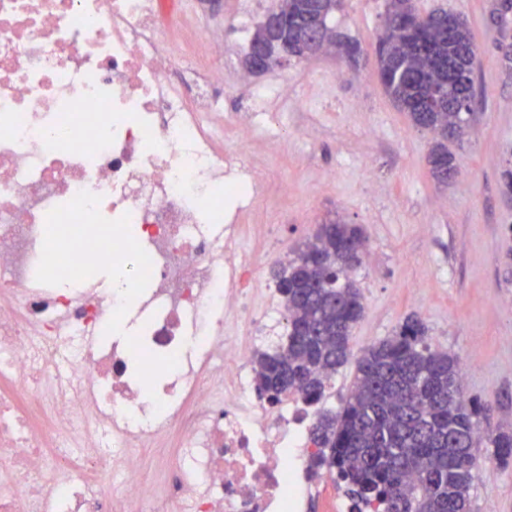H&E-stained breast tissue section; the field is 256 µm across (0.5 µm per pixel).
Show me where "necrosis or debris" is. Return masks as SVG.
Instances as JSON below:
<instances>
[{
  "label": "necrosis or debris",
  "instance_id": "obj_1",
  "mask_svg": "<svg viewBox=\"0 0 512 512\" xmlns=\"http://www.w3.org/2000/svg\"><path fill=\"white\" fill-rule=\"evenodd\" d=\"M197 0H0V512H308L317 407L268 405L245 155L318 83L225 81ZM244 94L239 111L224 98ZM136 259L122 291L83 268ZM137 318L138 337L103 328ZM176 442L161 484L144 453Z\"/></svg>",
  "mask_w": 512,
  "mask_h": 512
}]
</instances>
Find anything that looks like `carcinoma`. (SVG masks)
<instances>
[{"label":"carcinoma","instance_id":"obj_1","mask_svg":"<svg viewBox=\"0 0 512 512\" xmlns=\"http://www.w3.org/2000/svg\"><path fill=\"white\" fill-rule=\"evenodd\" d=\"M285 26L256 27L250 43L286 44L288 33L305 32L313 21L310 0H281ZM416 11L414 0H390L387 19ZM440 10L423 17L433 30L429 51L438 60L441 99L418 69L421 47L407 40L392 43L383 32L377 45L378 66L386 67V94L407 113L414 127L433 135L430 155L442 153L448 168L430 163L432 176L448 180L455 171L447 139L463 135L474 98V67L464 81L448 79V64H459V52L471 48L474 35L462 22L453 35L440 29ZM365 241L355 224L318 225L276 275V288L288 310V341L254 353V384L259 397L275 404L290 390L311 404L325 396L331 378L350 363V336L363 317L359 288L348 273L357 267L342 241ZM319 253L324 263L310 265ZM427 327L407 317L393 336L366 348L355 360L349 396L336 412L319 411L311 437L320 452L315 472L327 469L344 482L348 493L378 512H474L473 470L480 439L479 418L488 410L462 395L459 364L452 355L431 349ZM492 457L503 467L512 463V430L487 437Z\"/></svg>","mask_w":512,"mask_h":512}]
</instances>
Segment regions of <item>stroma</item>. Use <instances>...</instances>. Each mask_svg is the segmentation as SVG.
<instances>
[{
  "instance_id": "stroma-1",
  "label": "stroma",
  "mask_w": 512,
  "mask_h": 512,
  "mask_svg": "<svg viewBox=\"0 0 512 512\" xmlns=\"http://www.w3.org/2000/svg\"><path fill=\"white\" fill-rule=\"evenodd\" d=\"M388 0H344L330 25L357 42L356 60L331 49L251 76L261 86L330 83L320 111L289 113L288 138L251 147L272 190L242 220L243 244L264 282L286 266L317 229L337 220L359 225L366 238L352 273L365 312L353 331V353L383 340L408 316L428 328L432 349L471 366L466 397L490 402L481 434L512 428V197L502 173L512 167V74L496 47L512 37V12L494 21L495 0H415L420 14L444 9L463 16L475 34L477 64L471 127L452 140L455 174L435 181L429 133L413 128L378 79L377 40ZM316 127L313 138L301 132ZM288 183V194L277 187ZM474 512H512V464L501 467L481 448ZM492 469L494 477L483 474Z\"/></svg>"
}]
</instances>
